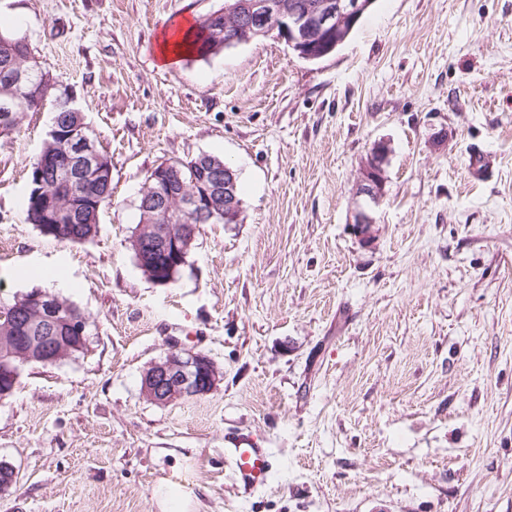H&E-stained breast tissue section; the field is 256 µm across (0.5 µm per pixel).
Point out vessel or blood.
<instances>
[{"label":"vessel or blood","mask_w":512,"mask_h":512,"mask_svg":"<svg viewBox=\"0 0 512 512\" xmlns=\"http://www.w3.org/2000/svg\"><path fill=\"white\" fill-rule=\"evenodd\" d=\"M226 454L232 462V478L237 490L250 495L264 489L273 469V452L251 438L230 439Z\"/></svg>","instance_id":"vessel-or-blood-1"}]
</instances>
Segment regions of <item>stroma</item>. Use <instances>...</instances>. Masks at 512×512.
<instances>
[{
  "label": "stroma",
  "instance_id": "obj_1",
  "mask_svg": "<svg viewBox=\"0 0 512 512\" xmlns=\"http://www.w3.org/2000/svg\"><path fill=\"white\" fill-rule=\"evenodd\" d=\"M224 0H0L53 86L0 133V300L41 289L89 319L88 351L26 366L0 399V512H512V0H376L335 54L271 35L164 67L157 37ZM69 93L112 165L96 237L26 219ZM391 152L375 238L352 232L375 141ZM231 162L242 213L200 225L167 285L130 237L149 172ZM66 272L69 289L43 275ZM211 393H141L170 344ZM277 464L238 494L224 440ZM161 512H196V503L167 480H160L154 491Z\"/></svg>",
  "mask_w": 512,
  "mask_h": 512
}]
</instances>
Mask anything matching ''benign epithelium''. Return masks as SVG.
<instances>
[{"instance_id": "7a95c632", "label": "benign epithelium", "mask_w": 512, "mask_h": 512, "mask_svg": "<svg viewBox=\"0 0 512 512\" xmlns=\"http://www.w3.org/2000/svg\"><path fill=\"white\" fill-rule=\"evenodd\" d=\"M373 4L374 0H294L287 7L282 0H241L208 16L222 17L221 30L229 35L231 44H250L275 32L301 58L317 62L336 52ZM55 109L73 113L76 121L66 126L52 124L48 136L60 142L64 150L55 157L41 154L34 170L49 167L55 172L64 171L69 198L76 202L90 199L95 195L94 189L110 184L111 165L105 163L96 141L88 134L82 113L72 106V101L59 99ZM389 152L388 142L374 143L360 168L352 229L364 241L374 238L372 209L384 195V163ZM221 169L227 219L237 210L233 192L235 173L226 164ZM147 186L150 194L139 205L143 221L137 230V240L156 253L172 254L176 269L186 263V250L195 240L198 224L219 214L213 206L212 190L203 187L178 199L172 172L166 164L151 170ZM45 215L49 223L62 224L73 219L74 209L60 206L49 196ZM26 302L50 328L63 325L73 336H86L88 322L84 315L66 308L50 294L36 291ZM218 381V369L208 355L173 347L146 370L141 392L155 404L168 405L184 397L207 395Z\"/></svg>"}]
</instances>
